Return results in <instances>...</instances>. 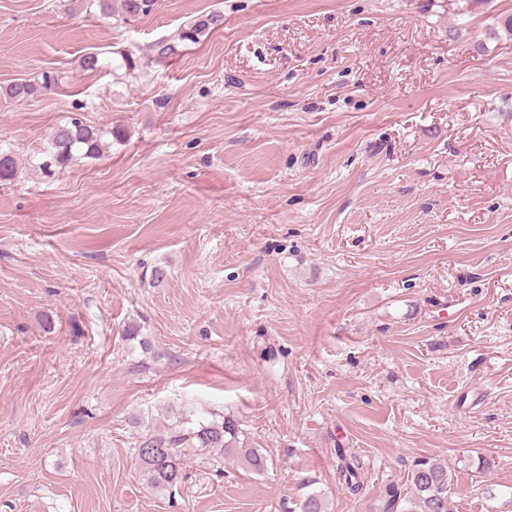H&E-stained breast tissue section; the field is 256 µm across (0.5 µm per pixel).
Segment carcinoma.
<instances>
[{
	"instance_id": "carcinoma-1",
	"label": "carcinoma",
	"mask_w": 512,
	"mask_h": 512,
	"mask_svg": "<svg viewBox=\"0 0 512 512\" xmlns=\"http://www.w3.org/2000/svg\"><path fill=\"white\" fill-rule=\"evenodd\" d=\"M87 8L116 18L125 24L149 14L157 0H85ZM223 15L213 12L193 19L184 25L179 40L196 43L206 32L221 26ZM57 84V78L44 74L40 79H18L5 86L0 85V98L16 102L31 101L49 93ZM122 140L124 128L111 127L100 130L74 117L69 122L55 126L48 135L51 147L43 167L63 171L69 167L74 153L81 152L87 158H97L104 152V136ZM18 161L9 150L0 148V184L16 179ZM122 336L132 348L138 346L152 358L160 357L143 334V326L131 322L123 329ZM244 432L237 420L224 413L207 411L203 416L185 413L162 429H147L137 436L134 455L138 461L142 479L153 490L172 492L185 478L187 461L193 456H207L214 452L241 454L245 467L262 472L267 459L259 450L246 447ZM337 476L339 484L350 494L358 495L363 489L359 465L347 458L343 449H337ZM409 491L392 485L386 489L383 512H449L448 487L451 475L448 466L431 459L417 461L408 475ZM298 512H325L321 495L309 493L297 503Z\"/></svg>"
}]
</instances>
